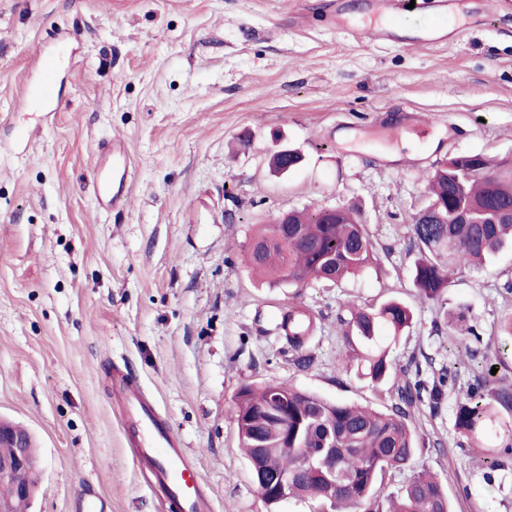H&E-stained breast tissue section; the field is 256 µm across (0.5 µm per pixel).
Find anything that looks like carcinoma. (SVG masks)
Wrapping results in <instances>:
<instances>
[{
	"label": "carcinoma",
	"mask_w": 512,
	"mask_h": 512,
	"mask_svg": "<svg viewBox=\"0 0 512 512\" xmlns=\"http://www.w3.org/2000/svg\"><path fill=\"white\" fill-rule=\"evenodd\" d=\"M301 155L283 148L274 152L278 173L297 167ZM430 201L411 224L419 257L412 284L420 297L444 303L452 276L479 267L507 242H512V161L482 154L455 155L430 175ZM288 235L266 224L250 249L249 264L279 281L339 282L375 262V247L356 211L341 207L336 223H325L322 207L290 212ZM346 322L345 342L366 349L361 374L382 382L391 367L388 348L413 324V310L391 300L379 308L354 306ZM314 330L288 332V346L297 365L307 366L306 347ZM422 381L409 383L399 394L402 405L377 412L331 401L290 384L243 386L232 412L241 447L255 463L257 477L267 483L288 477V497L315 500L328 512H451L445 485L435 475L414 473L396 491L386 483L389 471L410 467L418 447L406 423V408L421 399ZM512 411V389L499 388L488 401L479 391L458 405L457 428L477 443L500 426L497 407ZM503 451L490 456L492 470L512 455V429L500 443Z\"/></svg>",
	"instance_id": "cac0c4a2"
}]
</instances>
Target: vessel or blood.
<instances>
[{
	"mask_svg": "<svg viewBox=\"0 0 512 512\" xmlns=\"http://www.w3.org/2000/svg\"><path fill=\"white\" fill-rule=\"evenodd\" d=\"M457 0H377L371 21L360 24L346 15L340 0H334L330 21L337 30L357 42L378 35L395 42L405 29L409 11L424 12L426 22L418 28L415 43L440 45L447 43L452 32L448 24L456 17ZM43 82L37 91H23L16 109L28 112L35 106L50 107L55 93V67L51 62L38 63ZM131 158L120 140L102 146L94 160L93 176L96 183V203L102 210H118L125 206L130 195L127 179ZM116 396L122 403L129 422L131 436L137 442L133 457L147 467L150 480L165 493L171 512H206L205 495L197 484L200 476L195 464L181 450L154 405L145 397L138 383L124 375L115 377Z\"/></svg>",
	"mask_w": 512,
	"mask_h": 512,
	"instance_id": "obj_1",
	"label": "vessel or blood"
}]
</instances>
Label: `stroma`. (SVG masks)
<instances>
[{
  "instance_id": "1",
  "label": "stroma",
  "mask_w": 512,
  "mask_h": 512,
  "mask_svg": "<svg viewBox=\"0 0 512 512\" xmlns=\"http://www.w3.org/2000/svg\"><path fill=\"white\" fill-rule=\"evenodd\" d=\"M327 0H0V419L33 436L40 464L30 512H168L128 449L112 404L121 369L153 398L194 460L211 512H316L269 506L231 420L246 384L287 382L388 412L406 382L454 376L410 410L411 472L444 483L454 512H512V466L489 471L487 435L469 445L456 410L488 369L512 385V247L457 273L445 307L412 286L409 232L426 179L459 154L512 157V7L450 44L357 43ZM56 59L51 112L14 96ZM124 141L133 187L120 211L95 205L100 142ZM304 157L285 175L272 152ZM354 206L377 260L340 283L255 276L247 255L279 212ZM397 299L414 323L386 380L339 368L347 303ZM310 313L300 368L280 328ZM471 333L449 334L444 310Z\"/></svg>"
}]
</instances>
